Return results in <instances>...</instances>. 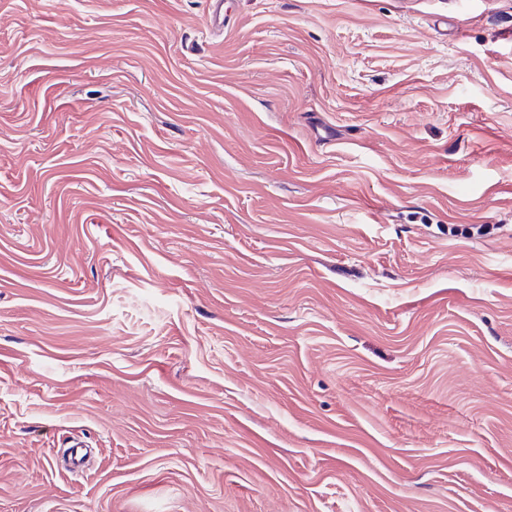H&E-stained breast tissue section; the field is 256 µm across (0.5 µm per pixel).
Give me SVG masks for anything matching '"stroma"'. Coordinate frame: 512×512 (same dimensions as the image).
<instances>
[{"instance_id":"1","label":"stroma","mask_w":512,"mask_h":512,"mask_svg":"<svg viewBox=\"0 0 512 512\" xmlns=\"http://www.w3.org/2000/svg\"><path fill=\"white\" fill-rule=\"evenodd\" d=\"M228 2L0 0V512H512V0Z\"/></svg>"}]
</instances>
